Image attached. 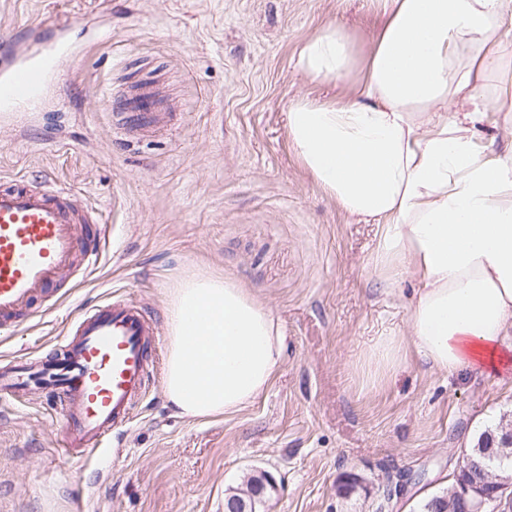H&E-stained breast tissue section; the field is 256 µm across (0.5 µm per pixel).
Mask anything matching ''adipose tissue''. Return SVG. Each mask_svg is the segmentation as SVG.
<instances>
[{"label": "adipose tissue", "instance_id": "adipose-tissue-1", "mask_svg": "<svg viewBox=\"0 0 512 512\" xmlns=\"http://www.w3.org/2000/svg\"><path fill=\"white\" fill-rule=\"evenodd\" d=\"M382 23L366 58L328 25L299 48L298 70L349 93L289 103L292 151L315 184L378 228L370 264L385 286L417 283L407 336L368 352L373 380L420 359L453 374L512 373V129L484 78L512 61V0H374ZM164 394L180 415L231 414L270 386L285 337L272 311L228 277L196 273L171 289Z\"/></svg>", "mask_w": 512, "mask_h": 512}]
</instances>
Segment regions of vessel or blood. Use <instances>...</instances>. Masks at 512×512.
<instances>
[{
  "instance_id": "b4317fda",
  "label": "vessel or blood",
  "mask_w": 512,
  "mask_h": 512,
  "mask_svg": "<svg viewBox=\"0 0 512 512\" xmlns=\"http://www.w3.org/2000/svg\"><path fill=\"white\" fill-rule=\"evenodd\" d=\"M62 24L34 26L26 48L0 45V122L39 111L78 55ZM172 114L147 87L128 102L127 122L153 126ZM94 212L75 192L48 182L0 180V330L34 319V302L71 270L76 256L95 267L101 251ZM158 345L153 323L136 305L110 300L84 309L53 355L26 357L0 368V397L18 399L35 386L56 399L64 426L62 451L80 460L106 446L144 396Z\"/></svg>"
}]
</instances>
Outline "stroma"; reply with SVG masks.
<instances>
[{
  "label": "stroma",
  "instance_id": "35a3bbf8",
  "mask_svg": "<svg viewBox=\"0 0 512 512\" xmlns=\"http://www.w3.org/2000/svg\"><path fill=\"white\" fill-rule=\"evenodd\" d=\"M74 22L79 59L46 106L0 125V177L49 180L101 217L100 263L78 264L41 312L0 333V363L46 354L81 308L120 297L166 334L168 290L207 271L240 282L285 336L270 387L229 415H176L156 359L146 395L104 455L76 463L45 394L0 400V512H74L71 490L97 482L96 512H224L265 471L260 512H417L446 491L462 448L512 429V378L434 372L420 361L389 383L364 356L407 333L416 287L379 282L377 229L347 217L298 163L292 100L348 93L295 67L300 45L333 23L367 55L368 0H0V39ZM150 83L175 118L146 135L118 124Z\"/></svg>",
  "mask_w": 512,
  "mask_h": 512
}]
</instances>
